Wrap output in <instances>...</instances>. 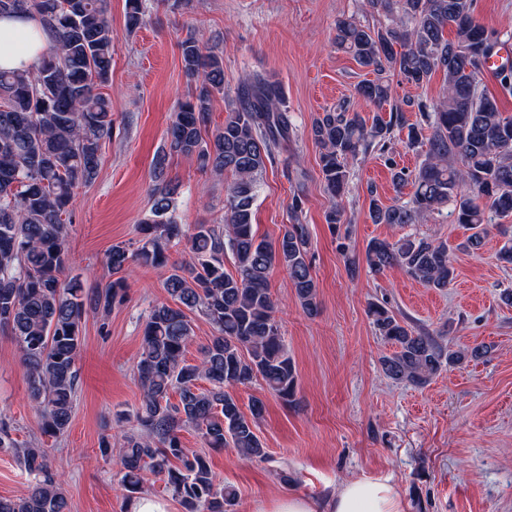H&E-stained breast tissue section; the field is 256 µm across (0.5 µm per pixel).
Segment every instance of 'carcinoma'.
<instances>
[{"mask_svg":"<svg viewBox=\"0 0 512 512\" xmlns=\"http://www.w3.org/2000/svg\"><path fill=\"white\" fill-rule=\"evenodd\" d=\"M144 2L126 0L128 29L143 24ZM367 2L387 24L370 28L343 18L334 38L337 49L374 74L357 87L358 94L380 109L392 99V74L421 87L440 71L444 85L435 103L403 99L393 104L389 118L377 113L370 124L345 102L314 120L311 134L333 200L326 223L334 230L346 223L342 196L350 165L371 147L386 150L394 129L403 128L404 108L415 106L422 122L408 128L407 146L422 143L423 128L430 129L426 159L414 174L392 171L395 187L412 185L407 200L386 205L376 189L368 188L372 223L415 224L442 214L451 202L455 223L469 231L457 249L479 250L494 231L503 238L498 261L512 265V224L499 223L512 217V116L479 86L499 33L477 19L474 0ZM108 4L0 0L1 16H36L50 33L37 71H0V332L18 349L41 433L57 439L67 432L76 402L82 323L108 315L124 301L131 266L169 269L164 288L174 303L154 305L143 325L136 366L143 396L136 426L117 443L102 438L100 455L120 458L128 501L142 493L148 471L164 477L165 490L183 512H235L237 491L216 481L207 457L186 448L180 432L192 428L210 448H235L246 460L263 461L267 450L257 427L265 404L252 398L246 414L229 388L260 379L274 396L294 401L297 373L276 320L268 275L274 265L285 268L303 310L317 313L309 231L299 221L303 197L293 195V223L283 225L277 240L268 241L254 229L260 177L276 149L290 139L293 124L280 85L255 75L236 88L223 125L206 134L213 98L224 92V61L187 36L181 42L183 68L195 87L178 103L153 157L152 204L138 224L137 246H112L107 266L114 279L100 288L87 290L77 279H63L66 221L75 191L96 179L102 142L113 132L111 103L96 92L108 82L115 54ZM454 156L463 168L448 163ZM174 157L228 179L224 231L178 221V184L168 179ZM180 245L188 258L171 260V249ZM228 254L236 266L233 274L224 269ZM452 254L442 241L375 238L366 246L365 261L375 273L398 267L426 287L442 290L455 276ZM190 312L214 329L195 363L184 357L193 341ZM370 315L379 335L395 347L382 359L385 375L394 381L422 387L443 367L492 351L483 344L450 351L379 305ZM201 380L209 386L199 385ZM0 449L12 452L32 476L24 496L0 497V512H71L49 449L40 442L17 443L4 419Z\"/></svg>","mask_w":512,"mask_h":512,"instance_id":"cac0c4a2","label":"carcinoma"}]
</instances>
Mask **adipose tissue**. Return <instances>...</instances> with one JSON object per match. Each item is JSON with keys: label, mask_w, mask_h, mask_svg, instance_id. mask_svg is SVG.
<instances>
[{"label": "adipose tissue", "mask_w": 512, "mask_h": 512, "mask_svg": "<svg viewBox=\"0 0 512 512\" xmlns=\"http://www.w3.org/2000/svg\"><path fill=\"white\" fill-rule=\"evenodd\" d=\"M50 41L39 19L0 16V68L35 70ZM254 512H407L395 486L376 478L344 483L322 499L282 495L260 501Z\"/></svg>", "instance_id": "obj_1"}]
</instances>
